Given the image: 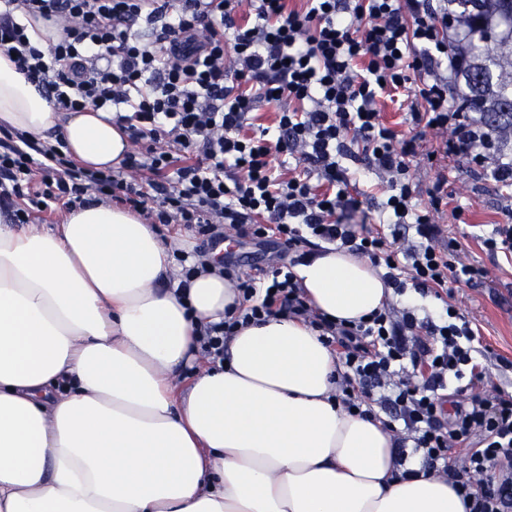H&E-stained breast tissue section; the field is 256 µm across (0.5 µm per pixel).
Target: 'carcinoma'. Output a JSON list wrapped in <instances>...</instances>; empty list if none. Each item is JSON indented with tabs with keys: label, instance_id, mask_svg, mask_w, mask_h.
<instances>
[{
	"label": "carcinoma",
	"instance_id": "obj_1",
	"mask_svg": "<svg viewBox=\"0 0 512 512\" xmlns=\"http://www.w3.org/2000/svg\"><path fill=\"white\" fill-rule=\"evenodd\" d=\"M512 0H448L459 28L460 111L474 112L493 131L512 129ZM496 30L486 42L487 31Z\"/></svg>",
	"mask_w": 512,
	"mask_h": 512
}]
</instances>
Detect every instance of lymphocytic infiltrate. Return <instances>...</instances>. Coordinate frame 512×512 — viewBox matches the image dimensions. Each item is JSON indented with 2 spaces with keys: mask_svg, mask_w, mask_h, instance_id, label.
<instances>
[{
  "mask_svg": "<svg viewBox=\"0 0 512 512\" xmlns=\"http://www.w3.org/2000/svg\"><path fill=\"white\" fill-rule=\"evenodd\" d=\"M0 0V49L54 111L91 107L134 143L120 170H94L66 153L60 136L0 127V214L16 224L91 203L116 202L154 224H178L197 244L176 253L185 292L214 271L239 307L201 328L209 363L224 360L244 326L286 317L318 331L342 366L345 410L398 433L401 461L447 476L468 512H512V393L488 381L491 351L475 346L470 320L384 307L356 322L317 312L295 269L332 250L367 258L394 294H441L482 285L484 268L462 262L457 239L435 217L448 178L422 186L416 158L466 155L512 188V151L497 148L474 113L458 111V70L448 52V0ZM62 30L33 46L20 16ZM401 96L404 134L378 104ZM274 110L271 126L254 112ZM296 157L297 168L274 165ZM386 178L372 227L356 210L350 164ZM427 195L426 205L415 203ZM272 244L276 263L241 271L223 250Z\"/></svg>",
  "mask_w": 512,
  "mask_h": 512,
  "instance_id": "f902f5d3",
  "label": "lymphocytic infiltrate"
}]
</instances>
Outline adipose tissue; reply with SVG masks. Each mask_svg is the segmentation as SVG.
<instances>
[{
	"instance_id": "obj_1",
	"label": "adipose tissue",
	"mask_w": 512,
	"mask_h": 512,
	"mask_svg": "<svg viewBox=\"0 0 512 512\" xmlns=\"http://www.w3.org/2000/svg\"><path fill=\"white\" fill-rule=\"evenodd\" d=\"M0 124L60 130L90 168L128 136L101 112H53L0 51ZM152 225L104 205L55 230L0 225V512H466L446 477L401 478L392 433L338 405V360L282 317L241 330L224 363L196 365L198 324L238 297L216 273L169 288ZM313 306L359 320L392 291L332 251L295 269Z\"/></svg>"
}]
</instances>
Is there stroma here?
<instances>
[{
  "label": "stroma",
  "mask_w": 512,
  "mask_h": 512,
  "mask_svg": "<svg viewBox=\"0 0 512 512\" xmlns=\"http://www.w3.org/2000/svg\"><path fill=\"white\" fill-rule=\"evenodd\" d=\"M448 192L450 206L464 211L458 220L445 215L443 222L448 234L460 242L461 260L484 266L488 279L478 288L464 283L455 285L447 302L412 290L397 297L396 302L435 318L444 314L446 304H453L476 324L480 343L506 359V366H493L492 379L512 389V265L502 258L493 259L479 241L480 235L490 232L493 225L507 220L502 191L492 179L476 172L467 158L461 157L448 163Z\"/></svg>",
  "instance_id": "obj_1"
}]
</instances>
